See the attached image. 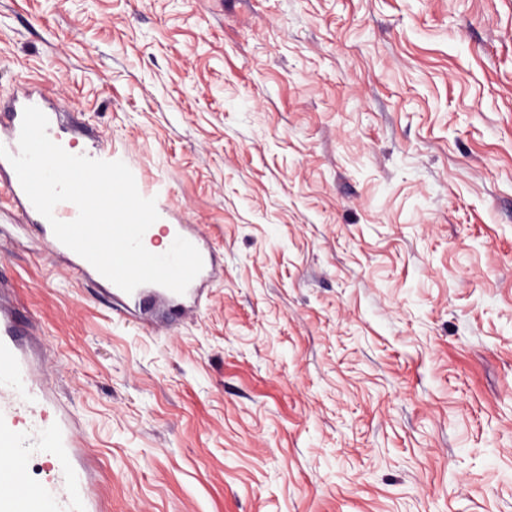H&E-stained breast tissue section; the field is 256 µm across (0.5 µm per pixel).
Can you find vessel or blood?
I'll return each mask as SVG.
<instances>
[{
    "instance_id": "vessel-or-blood-1",
    "label": "vessel or blood",
    "mask_w": 512,
    "mask_h": 512,
    "mask_svg": "<svg viewBox=\"0 0 512 512\" xmlns=\"http://www.w3.org/2000/svg\"><path fill=\"white\" fill-rule=\"evenodd\" d=\"M38 107L54 116L50 91L40 84L20 85L8 102H0V145L18 153L23 111ZM0 194L10 200L14 219L35 225L49 240L55 255L66 257L71 274L105 286L110 295L125 303L140 305L154 296L170 303L173 316L201 306L203 293L213 278L214 261L207 229L197 224L174 223V208L165 191H154L160 222L171 236L190 241L203 258V268L185 293L153 285L127 293L107 282L88 261L56 239L50 223L33 206L8 161L0 158ZM39 435L38 451L48 480L32 481L28 474L23 441L29 432ZM0 453L8 456L0 467V512H101L102 504L94 490L90 458L78 424L56 399L44 377V358L38 353L33 332L26 326L18 308L0 291Z\"/></svg>"
}]
</instances>
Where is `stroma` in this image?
Here are the masks:
<instances>
[{"label":"stroma","instance_id":"obj_1","mask_svg":"<svg viewBox=\"0 0 512 512\" xmlns=\"http://www.w3.org/2000/svg\"><path fill=\"white\" fill-rule=\"evenodd\" d=\"M25 81L222 265L161 328L0 200L105 512H512V0H0ZM89 158L92 159H98V160H104V161H117L120 160L124 162L128 168L131 170V172L134 175L137 189L139 193L146 198L154 197L156 199V209L159 214V219L156 221L158 223H165L170 222L175 217V211L174 208L170 202V199L168 198V194L163 190H153V191H147L143 186V181L140 173L136 168H134L124 157L116 155H102L100 150H92L89 152H86L84 154Z\"/></svg>","mask_w":512,"mask_h":512}]
</instances>
